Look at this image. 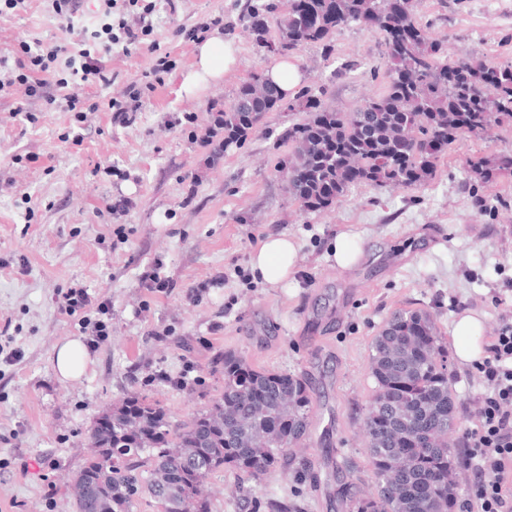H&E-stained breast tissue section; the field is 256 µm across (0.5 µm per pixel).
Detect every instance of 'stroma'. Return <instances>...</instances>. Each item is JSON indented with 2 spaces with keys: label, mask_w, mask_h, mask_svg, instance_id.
<instances>
[{
  "label": "stroma",
  "mask_w": 512,
  "mask_h": 512,
  "mask_svg": "<svg viewBox=\"0 0 512 512\" xmlns=\"http://www.w3.org/2000/svg\"><path fill=\"white\" fill-rule=\"evenodd\" d=\"M152 28L129 49L102 56L107 85L70 81L62 61L41 74L40 95L18 81L24 46L75 53L49 0H24L0 15V512H71L70 484L90 452L98 417L133 396L182 422L224 388L211 362L244 356L256 368L308 373L313 411L295 449L300 480L276 465L243 497L234 472L208 474L212 512H268L292 500L302 512H352L376 487L361 430L375 390L372 342L392 312L427 310L444 341L467 311L483 344L512 316V172L484 183L466 158L512 154V128L452 145L435 178L409 189L359 185L307 212L288 195L280 140L304 112L267 114L240 147L212 156L202 140L240 84L278 62L241 22L247 0H156ZM414 15L449 59L512 61V0H414ZM220 36L236 62L197 95L181 92L198 46ZM335 51L291 54L302 88L327 107L354 112L382 94L384 47L375 33L344 27ZM354 69L339 75L343 64ZM79 92L86 112L56 107ZM128 108L115 120L109 101ZM132 200L110 217L107 201ZM481 205H474V198ZM272 233L298 255L284 288L255 278L251 257ZM356 237L362 255L337 266L332 243ZM157 269L170 287L141 283ZM83 289L84 305L64 296ZM77 339L91 355L83 376L61 380L59 345ZM464 452L475 408L488 391L476 366L452 365Z\"/></svg>",
  "instance_id": "1"
}]
</instances>
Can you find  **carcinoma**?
I'll return each mask as SVG.
<instances>
[{
    "mask_svg": "<svg viewBox=\"0 0 512 512\" xmlns=\"http://www.w3.org/2000/svg\"><path fill=\"white\" fill-rule=\"evenodd\" d=\"M288 0L248 5L241 17L263 48L288 54L305 45L334 51L344 27H370L385 47L387 86L352 113L336 112L303 90L288 103L306 112L281 138L288 157V194L315 212L356 185L418 187L463 136L480 137L512 123V62L443 58L413 19V0ZM277 35L270 37V28ZM262 74L244 82L224 113V148L240 146L265 114L283 106L278 87L253 95ZM488 183L512 171V155L467 160ZM224 391L186 423L172 424L162 407L135 397L136 412L113 409L107 427L94 426V448H125L112 466L93 453L71 482L72 512H132L143 493L159 512H212L202 479L230 468L240 482L258 479L279 460L298 478L307 461L291 454L309 429L312 403L305 379L253 368L226 354ZM375 391L363 421L376 494L353 502V512H451L458 497L456 450L448 419L458 417L448 382V349L431 314L398 310L373 342Z\"/></svg>",
    "mask_w": 512,
    "mask_h": 512,
    "instance_id": "1",
    "label": "carcinoma"
}]
</instances>
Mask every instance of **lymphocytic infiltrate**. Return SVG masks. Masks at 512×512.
Returning <instances> with one entry per match:
<instances>
[{"label": "lymphocytic infiltrate", "mask_w": 512, "mask_h": 512, "mask_svg": "<svg viewBox=\"0 0 512 512\" xmlns=\"http://www.w3.org/2000/svg\"><path fill=\"white\" fill-rule=\"evenodd\" d=\"M113 0H102L98 14L101 26L92 31V45L70 55L65 66L84 82L108 83L101 63L102 52L113 44H135L134 25H111ZM489 355L478 365L488 392L476 410L479 426L468 432L469 448L463 460L475 474L474 504L477 512H512V317L503 319L488 348Z\"/></svg>", "instance_id": "1"}]
</instances>
